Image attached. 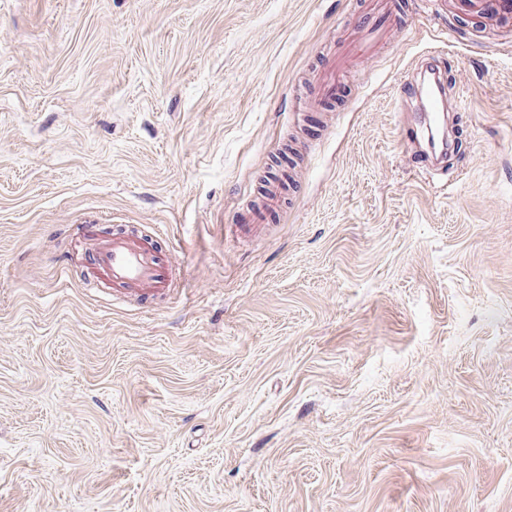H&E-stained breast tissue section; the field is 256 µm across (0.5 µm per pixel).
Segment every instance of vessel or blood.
<instances>
[{"label":"vessel or blood","mask_w":512,"mask_h":512,"mask_svg":"<svg viewBox=\"0 0 512 512\" xmlns=\"http://www.w3.org/2000/svg\"><path fill=\"white\" fill-rule=\"evenodd\" d=\"M461 11L478 16L485 13L512 15V0H458ZM400 0H375L353 37L313 71L310 81L318 98L336 97L343 79L352 70L366 67L375 47L382 45L389 32L400 24ZM441 57H431L423 69L414 71L405 82L410 99L416 100L423 116L413 128V138L433 135L445 108L442 85L437 78L442 74ZM283 202L279 184L266 185L260 198L247 208L237 235L249 237L269 221ZM94 267L103 272L111 285L113 298L129 295L161 296L168 292L172 281L169 263L157 249L154 240L126 230L113 232L100 244L92 257Z\"/></svg>","instance_id":"1"}]
</instances>
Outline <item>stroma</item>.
<instances>
[{
    "label": "stroma",
    "mask_w": 512,
    "mask_h": 512,
    "mask_svg": "<svg viewBox=\"0 0 512 512\" xmlns=\"http://www.w3.org/2000/svg\"><path fill=\"white\" fill-rule=\"evenodd\" d=\"M364 7L0 0V512H512V18L407 14L295 120ZM110 227L170 297L103 293ZM430 61L423 65L417 71L410 74L409 78L404 82V89L409 90V95L405 93L411 100H416L419 104L417 112H421L424 116L423 121L414 127L400 129L402 135L409 136L410 130L412 138L420 139L423 129L426 133L427 141L430 144L434 130L438 126L440 116L445 109V97L442 92L441 79L437 82V77L442 76V64L446 61L445 57L432 56ZM425 71L433 74L435 82L425 79ZM406 96V97H407ZM283 190L278 183L264 186L260 198L247 208L242 223L234 224L238 236L249 237L257 233L262 224H267L273 212L282 206Z\"/></svg>",
    "instance_id": "stroma-1"
}]
</instances>
